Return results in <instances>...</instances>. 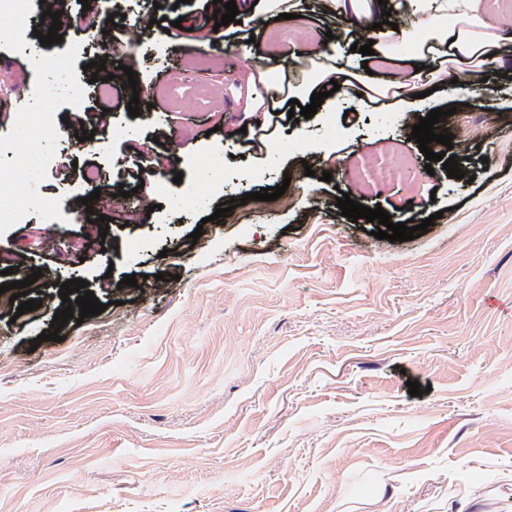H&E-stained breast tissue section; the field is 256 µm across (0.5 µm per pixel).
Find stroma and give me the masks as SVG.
Returning a JSON list of instances; mask_svg holds the SVG:
<instances>
[{
	"label": "stroma",
	"mask_w": 512,
	"mask_h": 512,
	"mask_svg": "<svg viewBox=\"0 0 512 512\" xmlns=\"http://www.w3.org/2000/svg\"><path fill=\"white\" fill-rule=\"evenodd\" d=\"M257 53L208 49L215 27L196 6L127 0V20L161 4L182 20L185 48L165 32L108 54L155 85V108L114 112L134 135L101 155L71 130L50 155L17 143L19 114L0 113V171L27 159L34 181L0 180V199L51 204L25 223L0 222V284L32 270L39 309L18 314L0 294V512H472L512 502V30L493 0H479L500 29L487 85L493 109L439 89L419 112H384L338 90L322 112L292 120L251 112L248 77L262 55L292 40L318 45L339 22L323 0L297 19L274 20L265 0H237ZM29 13L21 40L0 48V98L37 86L31 53L68 71L82 112L101 129L80 62L91 43L41 45ZM449 109L463 178L427 164L411 138L429 111ZM225 155L205 178L198 162ZM93 166L96 182L79 168ZM147 168L151 177L132 179ZM199 182L207 207H173L175 172ZM327 172L331 181L320 180ZM116 182L133 190V216L108 233L82 197ZM286 184L287 207L260 209L246 195ZM382 206L392 222L433 218L426 234L376 239L373 223L341 214V194ZM237 199L214 218L217 204ZM198 241H191L195 229ZM171 273L168 281L158 273ZM138 274L136 286L118 288ZM83 279L104 312L49 332L63 282ZM426 386L422 396L408 382Z\"/></svg>",
	"instance_id": "1"
}]
</instances>
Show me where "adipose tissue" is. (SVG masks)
<instances>
[{
	"mask_svg": "<svg viewBox=\"0 0 512 512\" xmlns=\"http://www.w3.org/2000/svg\"><path fill=\"white\" fill-rule=\"evenodd\" d=\"M388 5L394 15L403 18V25L362 30V40L371 42L375 60L386 61L402 51L425 61V68L406 82L382 84L365 69L356 68L349 55L330 42L321 53L318 74L299 87V94L311 96L345 75L363 98L382 99L395 108H414L423 85L451 72L487 70L498 35L480 14L478 0H388Z\"/></svg>",
	"mask_w": 512,
	"mask_h": 512,
	"instance_id": "ef3b65f1",
	"label": "adipose tissue"
}]
</instances>
